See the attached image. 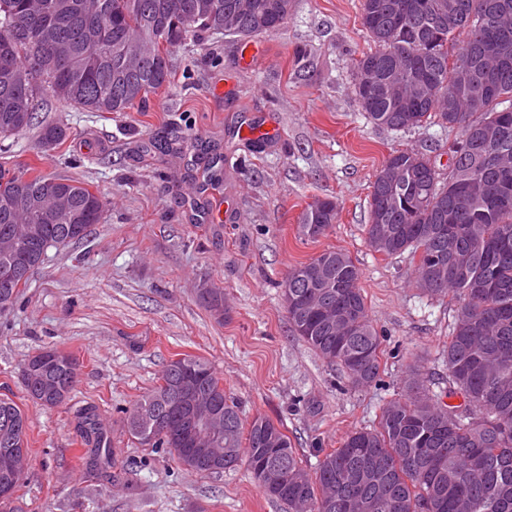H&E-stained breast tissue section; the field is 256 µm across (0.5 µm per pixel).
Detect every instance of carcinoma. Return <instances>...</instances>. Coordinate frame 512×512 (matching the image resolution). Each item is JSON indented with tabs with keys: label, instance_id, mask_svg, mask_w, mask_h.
I'll use <instances>...</instances> for the list:
<instances>
[{
	"label": "carcinoma",
	"instance_id": "cac0c4a2",
	"mask_svg": "<svg viewBox=\"0 0 512 512\" xmlns=\"http://www.w3.org/2000/svg\"><path fill=\"white\" fill-rule=\"evenodd\" d=\"M491 0H362L361 23L374 49L354 65L353 91L366 119L394 131L434 123L463 129L448 177L418 152L389 156L371 186L368 241L384 256L408 254L414 284L432 298L461 301L444 354L448 396L417 390L388 402L377 425L347 435L308 473L287 434L264 416L244 424L224 395L212 366L186 355L127 412L128 433L187 470L217 474L246 462L284 465V489L269 497L288 512H512V193L498 194V175L512 173V0L486 11ZM293 0H0V140L30 128L47 94L86 112H126L169 83L168 54L198 33L241 38L271 35L288 21ZM465 39L454 56L448 43ZM66 130L46 124L40 147L59 144ZM106 204L69 178H24L0 164V267L22 253L39 267L47 251L100 223ZM335 202L316 199L301 216L303 236L315 240L336 223ZM330 262L329 278L318 265ZM360 269L343 250H326L292 269L282 296L292 331L355 388L380 377L383 350L369 317ZM203 301L224 315V289ZM202 374L201 400L220 401L224 444L219 463L205 467L168 419L192 421L194 404L168 406L177 388L174 367ZM76 366L56 363L24 387L42 406L70 397ZM84 440L93 445L95 475L111 463L96 407L78 411ZM27 418L0 393V449L28 448Z\"/></svg>",
	"mask_w": 512,
	"mask_h": 512
}]
</instances>
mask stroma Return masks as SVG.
I'll return each mask as SVG.
<instances>
[{"instance_id": "35a3bbf8", "label": "stroma", "mask_w": 512, "mask_h": 512, "mask_svg": "<svg viewBox=\"0 0 512 512\" xmlns=\"http://www.w3.org/2000/svg\"><path fill=\"white\" fill-rule=\"evenodd\" d=\"M362 0H294L286 26L255 39L202 33L172 49V83L144 110L84 112L45 96L26 132L0 144L16 174L87 182L107 202L82 240L49 249L17 302L0 311V389L27 417L30 466L19 512H288L246 464L185 470L127 432L128 409L183 355L203 358L244 420L280 424L307 470L352 431L376 425L410 376L447 385L443 353L459 306L424 296L407 256L367 240L371 184L390 153H423L440 172L460 129L392 131L369 123L353 92V64L372 43ZM253 45L266 54L247 65ZM308 63L298 72L297 49ZM65 140L37 146L41 125ZM171 142L159 152L153 144ZM337 205L318 239L300 217L315 199ZM327 249L360 269L383 349L376 384L352 388L342 370L294 335L282 297L289 271ZM224 291V318L200 299ZM45 347L74 355L77 383L63 405L28 400L18 379ZM92 404L115 458L86 473L75 409Z\"/></svg>"}]
</instances>
